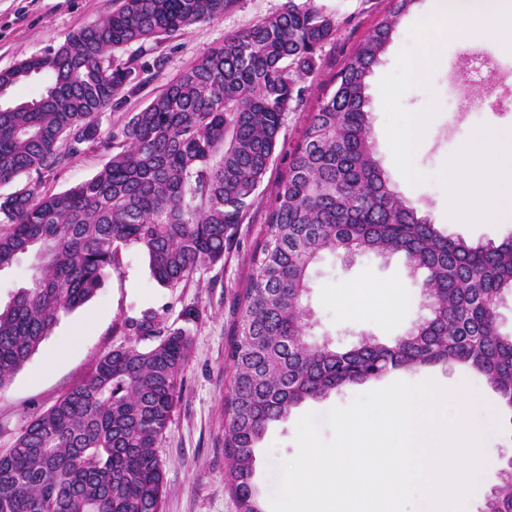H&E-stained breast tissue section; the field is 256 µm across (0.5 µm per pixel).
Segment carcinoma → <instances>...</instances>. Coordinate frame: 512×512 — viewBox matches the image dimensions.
I'll use <instances>...</instances> for the list:
<instances>
[{
    "instance_id": "1",
    "label": "carcinoma",
    "mask_w": 512,
    "mask_h": 512,
    "mask_svg": "<svg viewBox=\"0 0 512 512\" xmlns=\"http://www.w3.org/2000/svg\"><path fill=\"white\" fill-rule=\"evenodd\" d=\"M234 0H114L98 21L58 46L0 72V91L40 74L36 98L0 107V271L31 255L30 285L0 305V389L51 335L63 313L88 302L122 252L138 249L152 277L177 288L224 258L245 222L278 145L283 116L314 78L332 15L285 0L282 9L224 39L112 131V157L92 178L53 194L43 179L98 142L97 116L132 81L116 52L224 15ZM415 0L389 14L350 54L319 100L267 213L240 319L228 345L225 477L239 512H263L255 450L269 426L309 400L437 363L486 378L512 409V332L498 303L512 293V237L469 243L445 235L398 195L370 140L368 78ZM404 256L428 315L391 345L366 336L336 349L315 339L304 304L323 252ZM130 342L96 361L89 378L31 419L0 454V512H163L159 444L172 422L191 338L161 330L155 313ZM483 512H512L498 482Z\"/></svg>"
}]
</instances>
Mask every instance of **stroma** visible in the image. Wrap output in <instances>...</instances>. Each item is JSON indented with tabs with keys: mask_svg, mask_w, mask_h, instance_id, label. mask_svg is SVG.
<instances>
[{
	"mask_svg": "<svg viewBox=\"0 0 512 512\" xmlns=\"http://www.w3.org/2000/svg\"><path fill=\"white\" fill-rule=\"evenodd\" d=\"M284 0H235L223 17L192 26L188 31L119 52L131 64L136 87L117 107L98 116L99 141L71 162L44 178L42 190L52 194L96 175L110 159L105 142L125 113L144 108L175 77L205 52L222 46L225 37L277 13ZM336 19V35L319 52L318 71L306 81V91L284 114L275 159L245 223L236 225L223 260L198 270L185 285L168 288L150 274L146 257L135 250L122 253L121 267L105 280L96 296L73 312L61 315L53 330L12 382L0 389V453L11 448L27 422L45 411L91 373L96 358L135 341L131 328L144 311L156 314L162 328H182L192 339L187 367L172 423L158 453L165 464L167 495L164 512H238L225 482L230 462L224 455V398L229 374L227 344L241 314L249 281L251 257L267 236L266 213L278 182L288 172L291 155L302 140L310 114L322 90L332 88L345 58L385 17L390 0H314ZM434 0H417L401 17L396 32L369 79L371 141L393 189L417 207L420 215L454 237L470 242L497 243L512 235L510 224H453L448 220V191L437 179L449 158L485 125L512 129V51L489 35L460 34L448 39L431 75L429 88L409 90L406 109L418 111L437 102L438 113L427 125L414 163L427 182L413 186L401 177L390 152L379 83L391 72L402 48L410 45V29L430 16ZM112 7V0H0V71L57 46L64 37L95 22ZM493 60L499 81L490 95L469 91L460 76L467 54ZM420 277L411 275L403 256L373 255L346 259L322 254L312 265L306 300L316 322L315 332L329 335L342 347L360 337L388 343L405 334L423 315ZM433 378L470 385L480 404L496 414L486 431L495 453L483 470L489 475L512 458V413L501 409L500 398L487 380L461 367L441 364L414 370H394L379 380L350 386L327 398L294 409L287 422L273 424L255 453L253 482L262 508H269L278 467L297 453L296 426L301 416L325 414L350 405L365 393L397 380L418 382Z\"/></svg>",
	"mask_w": 512,
	"mask_h": 512,
	"instance_id": "35a3bbf8",
	"label": "stroma"
}]
</instances>
